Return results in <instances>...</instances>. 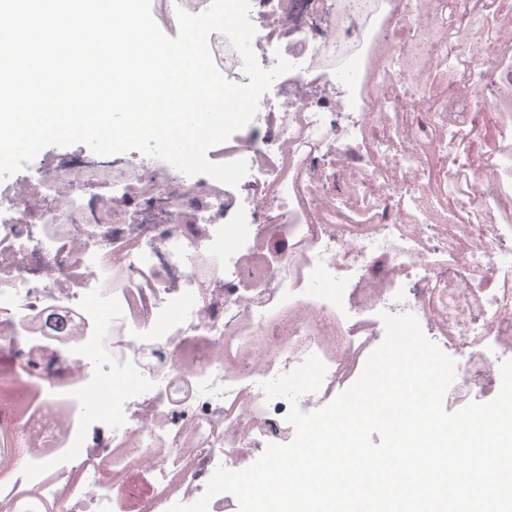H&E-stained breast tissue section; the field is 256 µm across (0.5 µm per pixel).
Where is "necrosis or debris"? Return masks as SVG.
<instances>
[{"mask_svg":"<svg viewBox=\"0 0 512 512\" xmlns=\"http://www.w3.org/2000/svg\"><path fill=\"white\" fill-rule=\"evenodd\" d=\"M278 76L210 148L231 187L131 150L0 180V512H168L295 437L261 387L317 355L332 401L414 314L512 359V0H251ZM111 389L102 409L91 391Z\"/></svg>","mask_w":512,"mask_h":512,"instance_id":"obj_1","label":"necrosis or debris"}]
</instances>
